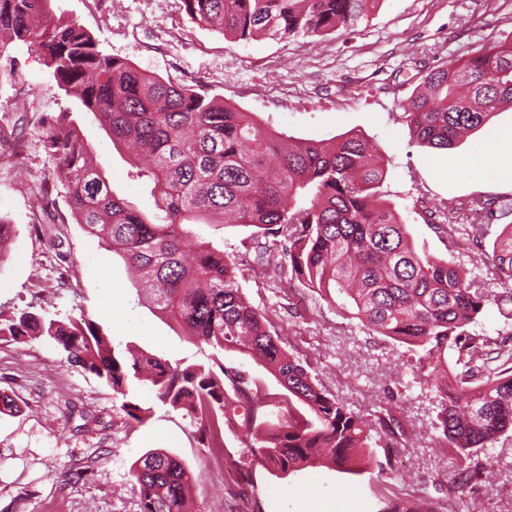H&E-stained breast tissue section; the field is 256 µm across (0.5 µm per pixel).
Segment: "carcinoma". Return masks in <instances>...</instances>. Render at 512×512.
Masks as SVG:
<instances>
[{"label":"carcinoma","instance_id":"cac0c4a2","mask_svg":"<svg viewBox=\"0 0 512 512\" xmlns=\"http://www.w3.org/2000/svg\"><path fill=\"white\" fill-rule=\"evenodd\" d=\"M53 0H0V55L10 44L35 49L56 86L75 107L41 118V141L53 158L52 178L83 231L137 273V283L174 325L216 353L244 351L285 390L288 418L274 423L272 397L248 373L219 364L172 362L131 343L114 344L89 318L62 321L24 311L0 321V337L54 343L69 364L122 397L121 410L141 422L151 408L133 393L148 388L164 406L197 425L200 442L223 427L245 430L244 448L283 473L331 464L371 463L370 442L406 436L396 407L365 421L327 391L307 360L282 346L269 313L245 297L233 253L201 242L183 245L196 224H234L284 240L291 275L372 333L417 347L419 379L438 398V442L451 459L449 486L459 499L486 487L479 455L512 431V331L472 333L488 306L512 316V287L492 291L461 265L420 255L406 220L381 199L387 170L368 140L346 132L326 142L291 143L202 87L140 70L106 54L74 19L55 17ZM382 0H181L190 19L235 41L258 35L314 38L351 31ZM421 90L402 102L419 144L454 148L465 135L512 104V45L459 66L439 64ZM98 121L112 145L145 161L130 173L152 184V217L112 189L94 160L76 114ZM493 275L512 282V224L496 237ZM139 512H187L190 468L163 448L133 464ZM388 512H436L425 498L402 495Z\"/></svg>","mask_w":512,"mask_h":512}]
</instances>
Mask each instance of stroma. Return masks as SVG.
I'll list each match as a JSON object with an SVG mask.
<instances>
[{"mask_svg":"<svg viewBox=\"0 0 512 512\" xmlns=\"http://www.w3.org/2000/svg\"><path fill=\"white\" fill-rule=\"evenodd\" d=\"M52 7L112 56L200 85L295 139L359 132L385 159L383 197L406 218L416 251L456 259L497 289L492 244L512 224V110L456 148L437 150L417 143L400 104L428 68L512 45V0H383L354 31L313 43L232 42L194 23L180 0H53ZM72 105L33 48L14 43L0 55V218L13 227L0 266V316L31 306L61 320L85 316L114 342L212 364L206 345L139 301L134 274L74 223L58 195L37 122ZM82 129L113 189L153 213L148 189L128 176L134 158L116 150L91 116ZM477 198L494 201V221L471 211ZM432 215L457 225L454 246L428 226ZM196 231L239 255L245 296L270 313L284 347L306 358L327 390L365 417L394 402L406 439L394 451L373 445L372 463L352 473L318 467L281 476L246 452L243 429H228L217 464L183 412L156 404L144 422L129 420L109 387L71 368L54 346L0 338V391L20 406L0 415V512H138L128 472L152 448L190 467L195 512H306L297 492L308 485L324 512H384L401 494L454 503L448 457L435 443L437 401L417 376L416 352L369 334L319 296L298 299L277 261L255 264L253 227L200 224ZM487 465L476 512H512V436L496 442Z\"/></svg>","mask_w":512,"mask_h":512,"instance_id":"1","label":"stroma"}]
</instances>
